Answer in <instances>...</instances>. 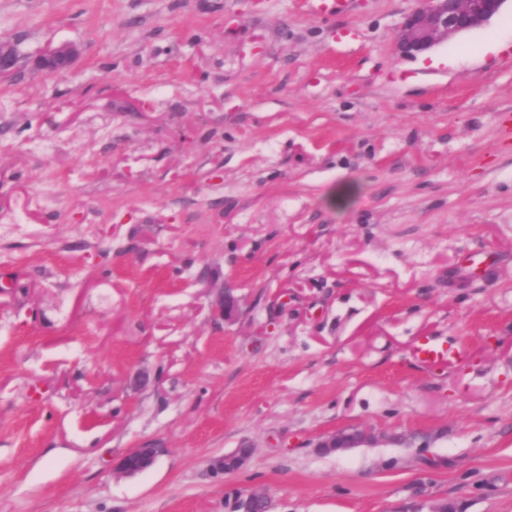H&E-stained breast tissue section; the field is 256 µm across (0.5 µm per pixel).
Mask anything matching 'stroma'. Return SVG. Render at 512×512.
Here are the masks:
<instances>
[{
    "mask_svg": "<svg viewBox=\"0 0 512 512\" xmlns=\"http://www.w3.org/2000/svg\"><path fill=\"white\" fill-rule=\"evenodd\" d=\"M418 5L0 0V512H512V0ZM507 0H424L402 23L397 49L403 55L431 50L458 34L479 29ZM16 44L8 39H0V81L11 77L18 70ZM80 55L73 43L49 44L35 58L34 67L47 74H61L68 71ZM414 358L421 364L434 368L448 360L462 358L466 349L461 344L438 341L433 338L419 340L414 346ZM380 438V434L371 427H353L325 437L317 443V446L329 452L344 451L348 448L375 445ZM240 448H247L245 453L240 452ZM253 453V447L250 444L243 443L233 452L224 454L223 457L215 460L212 468L216 473L228 474L242 470ZM159 453V448H135L120 461L118 471L126 476H134L148 471L154 465Z\"/></svg>",
    "mask_w": 512,
    "mask_h": 512,
    "instance_id": "obj_1",
    "label": "stroma"
}]
</instances>
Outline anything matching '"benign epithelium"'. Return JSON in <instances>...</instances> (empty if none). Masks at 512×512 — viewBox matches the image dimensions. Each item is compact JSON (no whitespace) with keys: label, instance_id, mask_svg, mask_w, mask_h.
<instances>
[{"label":"benign epithelium","instance_id":"obj_1","mask_svg":"<svg viewBox=\"0 0 512 512\" xmlns=\"http://www.w3.org/2000/svg\"><path fill=\"white\" fill-rule=\"evenodd\" d=\"M507 0H423V4L409 13L402 23V36L397 49L403 55H415L431 50L458 34L479 29L497 15ZM80 55L73 43L46 46L35 58L34 67L47 74L68 71ZM18 70L16 44L0 39V81ZM380 434L370 427H353L340 430L317 443L324 451H344L348 448L372 446L379 442ZM215 460L212 468L217 473L228 474L242 470L253 453L249 444ZM160 449L136 448L123 457L118 471L126 476L141 474L152 468Z\"/></svg>","mask_w":512,"mask_h":512}]
</instances>
